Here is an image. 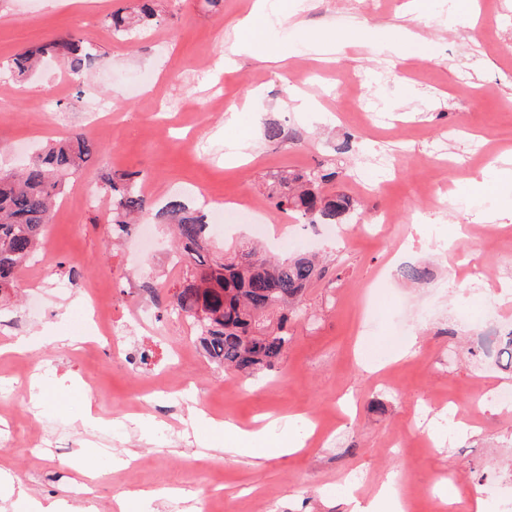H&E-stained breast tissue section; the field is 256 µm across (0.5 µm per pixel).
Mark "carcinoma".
I'll return each mask as SVG.
<instances>
[{
	"label": "carcinoma",
	"mask_w": 512,
	"mask_h": 512,
	"mask_svg": "<svg viewBox=\"0 0 512 512\" xmlns=\"http://www.w3.org/2000/svg\"><path fill=\"white\" fill-rule=\"evenodd\" d=\"M156 0H141L136 16L112 13V28L130 32L159 18ZM61 58L79 72L96 58L95 48L74 36L53 39L36 50L17 55L11 69L19 76L40 59ZM95 153L93 144L75 133L46 146L15 174H0V297L43 248L62 194L63 178ZM330 173H290L266 194L278 211H292L306 224H340L353 206L344 193L326 196L319 186ZM141 172L112 182V236L121 238L149 212L139 191ZM175 224L176 259L183 280L172 294L171 310L191 321L207 359L236 372L253 375L273 369L283 358L291 336L288 322L311 282L322 275L316 257L298 254L266 257L254 246L209 254L211 228L204 215L178 197L155 214Z\"/></svg>",
	"instance_id": "cac0c4a2"
}]
</instances>
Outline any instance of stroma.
Instances as JSON below:
<instances>
[{
    "mask_svg": "<svg viewBox=\"0 0 512 512\" xmlns=\"http://www.w3.org/2000/svg\"><path fill=\"white\" fill-rule=\"evenodd\" d=\"M404 0H309L296 17L310 35L362 27L379 40L397 23ZM137 0H0V172L16 169L61 136L88 132L97 153L69 176L37 257L0 300V469L24 476L43 501L70 493L80 512H173L171 501L145 503L141 490L177 488L203 512H336L334 499L354 475L370 498L387 472L413 495V512H432L442 478L466 483L455 512L490 495L512 512V408L476 407L478 389L512 388V368L484 355L477 337L512 325V303L497 283L512 280V247L445 249L457 227H486L495 201L476 185L481 165L434 167L442 150L459 161L484 146L494 159L512 150V0H477L466 24L438 0H422L416 30L428 57L397 61L368 45L348 48L337 78L321 73L323 54L289 51L262 64L226 53L236 20L251 0H158L160 24L136 36L113 32L110 16ZM74 35L97 50L74 76L59 61L20 77L10 65L26 48ZM310 107H284L289 93ZM375 101L371 116L362 100ZM239 111H229V104ZM283 139L265 138L267 124ZM392 160L390 183L358 197L355 180L375 157ZM331 174L322 190L357 197L343 224L299 223L273 210L259 189L284 172ZM148 176L152 207L171 196L207 193L203 211L220 214L216 251L248 241L285 256L318 250L329 270L306 289L291 342L275 370L246 378L209 362L197 332L172 314L169 296L153 302L141 286L162 289L182 270L169 260L167 225L145 221L112 239L106 187L132 172ZM427 267L415 286L403 266ZM81 275L69 280V267ZM92 288L107 317L152 305V330L129 326L121 348L88 350L55 343L58 335L95 336L78 315ZM37 342L10 352L18 337ZM402 359L391 385L360 370L385 355ZM457 402L481 435L433 434ZM321 414L327 431L304 430L288 456L225 458L217 415L243 428L272 424V447L287 433L274 423L299 412ZM145 462L117 465L126 452ZM96 477L76 488L84 457Z\"/></svg>",
    "mask_w": 512,
    "mask_h": 512,
    "instance_id": "1",
    "label": "stroma"
}]
</instances>
